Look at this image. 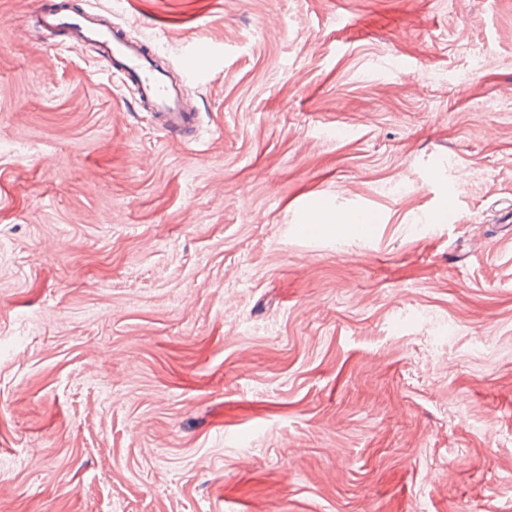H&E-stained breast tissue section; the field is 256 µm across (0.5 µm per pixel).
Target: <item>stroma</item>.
Masks as SVG:
<instances>
[{
  "label": "stroma",
  "instance_id": "stroma-1",
  "mask_svg": "<svg viewBox=\"0 0 512 512\" xmlns=\"http://www.w3.org/2000/svg\"><path fill=\"white\" fill-rule=\"evenodd\" d=\"M87 4L223 64L184 142L0 0V512H512V0ZM319 218L320 221L315 223L336 226L348 234L362 235L367 231L366 225L361 224L364 223V221L359 220L356 215L340 213L331 214L325 210H322L319 212Z\"/></svg>",
  "mask_w": 512,
  "mask_h": 512
}]
</instances>
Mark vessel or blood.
Wrapping results in <instances>:
<instances>
[{
	"label": "vessel or blood",
	"instance_id": "b4317fda",
	"mask_svg": "<svg viewBox=\"0 0 512 512\" xmlns=\"http://www.w3.org/2000/svg\"><path fill=\"white\" fill-rule=\"evenodd\" d=\"M36 18L41 29L60 33L70 45L97 46L107 71L131 87L139 103L153 112L159 132L188 140L195 137L196 115L185 106L186 86L157 65L145 43L120 35L93 9L53 8L41 0Z\"/></svg>",
	"mask_w": 512,
	"mask_h": 512
}]
</instances>
